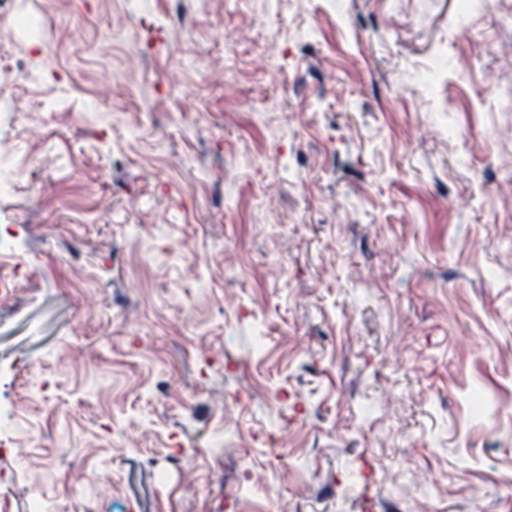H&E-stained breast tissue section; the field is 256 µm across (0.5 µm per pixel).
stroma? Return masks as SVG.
Listing matches in <instances>:
<instances>
[{
	"instance_id": "obj_1",
	"label": "stroma",
	"mask_w": 512,
	"mask_h": 512,
	"mask_svg": "<svg viewBox=\"0 0 512 512\" xmlns=\"http://www.w3.org/2000/svg\"><path fill=\"white\" fill-rule=\"evenodd\" d=\"M17 8L0 512H512V0Z\"/></svg>"
}]
</instances>
